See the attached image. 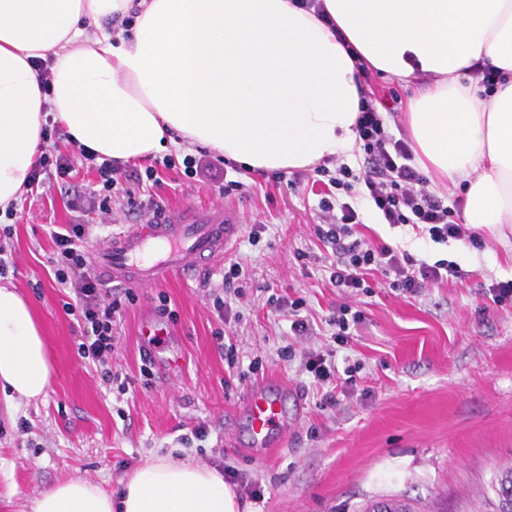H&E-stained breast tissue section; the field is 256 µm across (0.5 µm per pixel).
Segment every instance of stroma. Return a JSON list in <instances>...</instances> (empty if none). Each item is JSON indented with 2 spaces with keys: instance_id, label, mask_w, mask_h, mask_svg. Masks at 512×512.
<instances>
[{
  "instance_id": "obj_1",
  "label": "stroma",
  "mask_w": 512,
  "mask_h": 512,
  "mask_svg": "<svg viewBox=\"0 0 512 512\" xmlns=\"http://www.w3.org/2000/svg\"><path fill=\"white\" fill-rule=\"evenodd\" d=\"M136 167L156 169L159 184L119 181L108 226H100L95 212L79 216L68 207L74 196L97 188L95 174L83 170L72 181L52 182L42 197L21 200L12 219L18 272L6 282L32 304L53 357V378L37 401L0 390V512H27L40 492L69 479L119 495L135 470L161 457L220 462L235 473L233 486L250 512H361L366 503L389 499L405 500L415 512H496L491 482L512 465V304H493L485 288L512 279V229L501 238L481 233L476 248L434 243L408 225L367 220L358 227L362 237L430 263L454 261L470 276L413 298L397 296L375 276L372 293L353 299L365 320L337 353L359 365L357 384L326 407L299 360L278 356L287 345L300 352L331 341L327 319L337 291L322 271L328 251L311 229L325 185L278 184L246 170L194 180L152 157ZM228 178L252 185L251 194L225 196ZM155 197L170 210L236 211L242 235L230 257L247 266L248 278L222 319L209 291L222 285L223 262L137 290L117 319L112 369L131 380L122 395L77 353L78 324L64 310L69 293L58 288L47 263L49 231L80 218L101 247L111 231L149 219ZM272 293L303 298L299 314L312 323V335H291L287 312L266 305ZM162 294L175 318L158 312ZM150 321L172 333L179 359L172 368L152 365L146 380L141 340ZM220 328L237 339L242 363L261 359L258 373L243 379L228 366L214 336ZM275 376L304 401L302 414L288 419L283 449L271 457L261 448L228 447L216 457V442L241 426L237 404ZM199 425L208 430L202 441L192 437ZM255 488L261 500L251 499Z\"/></svg>"
}]
</instances>
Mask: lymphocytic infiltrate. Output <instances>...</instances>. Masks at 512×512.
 <instances>
[{"label":"lymphocytic infiltrate","mask_w":512,"mask_h":512,"mask_svg":"<svg viewBox=\"0 0 512 512\" xmlns=\"http://www.w3.org/2000/svg\"><path fill=\"white\" fill-rule=\"evenodd\" d=\"M357 77L364 92L356 133L366 166L359 172L345 164L337 166L335 176L330 179L331 191L324 193L318 201L321 222L313 227L315 237L331 249L324 271L329 284L337 288L343 298L328 319L329 326L334 329L333 346L310 349L303 355L305 371L311 374L315 385L324 387L323 401L329 406L336 403L333 381H342L347 387L357 384L355 369L337 368L334 357L337 348L348 345L353 328L364 319L362 310L351 306L348 299L370 293L372 275L381 274L391 290L406 297L465 276L464 271L451 262L429 263L407 251L355 238V229L361 223L360 214L350 203L340 201L339 192L348 193L354 185H363L382 223L411 225L433 242L444 243L451 239L473 245L479 242L475 232L461 223L457 208L444 205L428 190L426 177L412 164L413 154L407 139L395 138L390 133L380 111L388 99L372 92V71L359 67ZM43 134L46 144L29 177L31 192H38L47 180L69 176L74 160L78 159L96 173L100 184L98 208L106 213L110 210L112 188L118 180L154 175L150 169L142 173L133 167L120 168L108 159L98 160L95 154L79 145L73 146L71 155L58 153L54 146L60 137L58 127L46 125ZM88 235V226L80 223L51 231L54 248L49 258L50 269L58 286L73 295L65 310L75 316L80 329L79 356L99 366L104 381L117 384L123 391L127 388L126 383L120 382L118 374L111 368L114 326L123 304L134 302L136 296L129 291L120 299L100 292V278L90 262Z\"/></svg>","instance_id":"obj_1"}]
</instances>
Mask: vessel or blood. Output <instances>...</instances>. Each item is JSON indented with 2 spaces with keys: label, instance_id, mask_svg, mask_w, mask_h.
<instances>
[{
  "label": "vessel or blood",
  "instance_id": "1",
  "mask_svg": "<svg viewBox=\"0 0 512 512\" xmlns=\"http://www.w3.org/2000/svg\"><path fill=\"white\" fill-rule=\"evenodd\" d=\"M234 213L219 209H181L130 224L112 233L105 247L94 249L92 262L112 282L142 286L172 275H186L199 264L224 255L238 241ZM284 381L252 389L243 404L249 443L273 449L284 443Z\"/></svg>",
  "mask_w": 512,
  "mask_h": 512
}]
</instances>
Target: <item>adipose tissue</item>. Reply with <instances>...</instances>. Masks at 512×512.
I'll list each match as a JSON object with an SVG mask.
<instances>
[{
	"instance_id": "ef3b65f1",
	"label": "adipose tissue",
	"mask_w": 512,
	"mask_h": 512,
	"mask_svg": "<svg viewBox=\"0 0 512 512\" xmlns=\"http://www.w3.org/2000/svg\"><path fill=\"white\" fill-rule=\"evenodd\" d=\"M0 0V210L19 203L41 129L128 163L175 137L251 172L352 152L356 62L420 87L404 119L416 162L465 183L463 221L512 224V0ZM132 17L130 27L105 20ZM45 61L51 88L36 68ZM501 74L482 95L474 64ZM52 359L29 302L0 286V389L47 393ZM214 468L157 460L119 498L70 479L31 512H242Z\"/></svg>"
}]
</instances>
